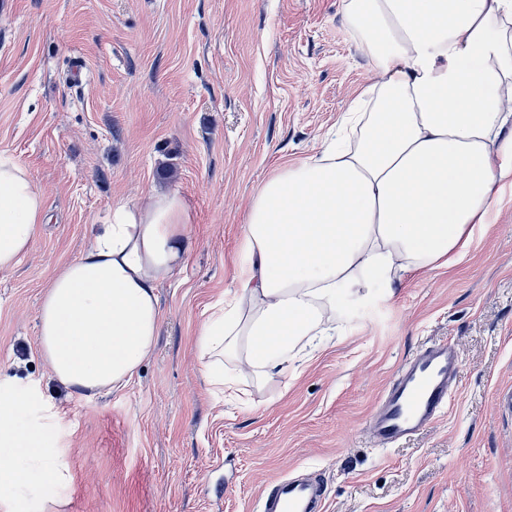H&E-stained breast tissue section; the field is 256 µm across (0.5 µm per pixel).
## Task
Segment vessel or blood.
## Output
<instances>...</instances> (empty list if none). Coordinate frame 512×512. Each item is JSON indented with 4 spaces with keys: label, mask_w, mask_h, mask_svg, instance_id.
<instances>
[{
    "label": "vessel or blood",
    "mask_w": 512,
    "mask_h": 512,
    "mask_svg": "<svg viewBox=\"0 0 512 512\" xmlns=\"http://www.w3.org/2000/svg\"><path fill=\"white\" fill-rule=\"evenodd\" d=\"M459 357L455 343H424L399 366L368 424L376 446L389 448L444 415L453 396ZM324 493L316 474L275 480L263 492L260 512H320Z\"/></svg>",
    "instance_id": "vessel-or-blood-1"
}]
</instances>
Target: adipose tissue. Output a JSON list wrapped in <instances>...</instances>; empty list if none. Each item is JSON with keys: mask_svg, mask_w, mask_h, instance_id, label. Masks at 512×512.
<instances>
[{"mask_svg": "<svg viewBox=\"0 0 512 512\" xmlns=\"http://www.w3.org/2000/svg\"><path fill=\"white\" fill-rule=\"evenodd\" d=\"M342 21L375 65L366 111L343 141L286 161L252 195L237 287L205 313L197 346L225 393L233 361L256 382L287 376L336 333L355 288L460 263L512 186V0H342ZM44 221L30 173L0 156V271ZM186 201L155 192L116 205L85 252L54 277L38 312L39 351L85 395L125 388L152 354L159 283L184 262ZM56 413L0 381V512H18L65 470Z\"/></svg>", "mask_w": 512, "mask_h": 512, "instance_id": "adipose-tissue-1", "label": "adipose tissue"}]
</instances>
